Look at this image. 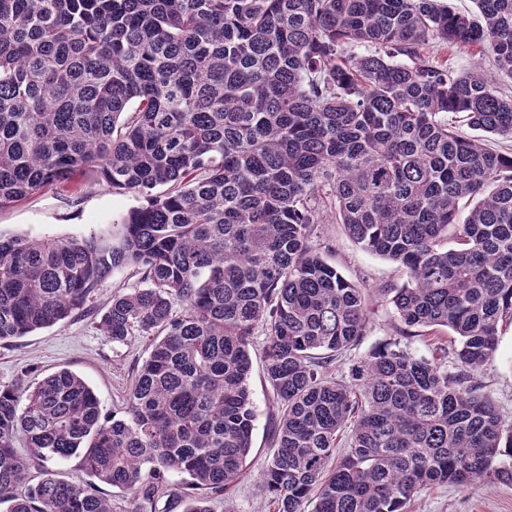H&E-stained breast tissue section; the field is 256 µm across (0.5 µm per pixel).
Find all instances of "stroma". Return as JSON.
Masks as SVG:
<instances>
[{
    "label": "stroma",
    "instance_id": "35a3bbf8",
    "mask_svg": "<svg viewBox=\"0 0 512 512\" xmlns=\"http://www.w3.org/2000/svg\"><path fill=\"white\" fill-rule=\"evenodd\" d=\"M134 195L115 193L88 178L82 197L64 187L41 190L8 208L0 209V234H24L32 238H82L89 235L118 238L119 218L139 206ZM320 252L342 275L363 288L399 284L405 279L398 264L362 250L335 220L321 226ZM400 343L416 356L429 357L434 344L425 336H399L394 309L382 297L369 304V324L360 343L333 367L335 375H347L350 364L376 347ZM151 339L132 336L115 343L92 321H66L33 334L0 342V385L36 382L60 369L82 376L98 396L108 416H123L125 396L137 369L147 358ZM264 337L253 339L250 388L256 408L249 473L231 493L230 500L211 503L213 512H273L274 507L258 478L272 454L270 416L275 411L273 394L263 378L261 355ZM484 392L512 422V327L502 328L498 349L484 366L480 378ZM411 512H512V483L477 480L467 487L439 486L419 494Z\"/></svg>",
    "mask_w": 512,
    "mask_h": 512
}]
</instances>
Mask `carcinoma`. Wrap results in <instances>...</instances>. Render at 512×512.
Returning <instances> with one entry per match:
<instances>
[{
    "mask_svg": "<svg viewBox=\"0 0 512 512\" xmlns=\"http://www.w3.org/2000/svg\"><path fill=\"white\" fill-rule=\"evenodd\" d=\"M475 2L0 0V209L78 195L90 171L143 200L116 242L0 234V341L89 316L114 342L152 337L120 419L66 369L23 406L0 388L7 512H113L104 485L132 512H212L247 473L255 336L276 512H405L433 487L512 482V423L478 382L512 324V154L488 144L512 139V97L422 54L472 46L512 77V0ZM327 204L406 269L378 289L403 334L443 327L452 349L391 344L332 375L368 303L318 251ZM124 267L136 283L96 308ZM73 456L93 482L59 477Z\"/></svg>",
    "mask_w": 512,
    "mask_h": 512,
    "instance_id": "carcinoma-1",
    "label": "carcinoma"
}]
</instances>
